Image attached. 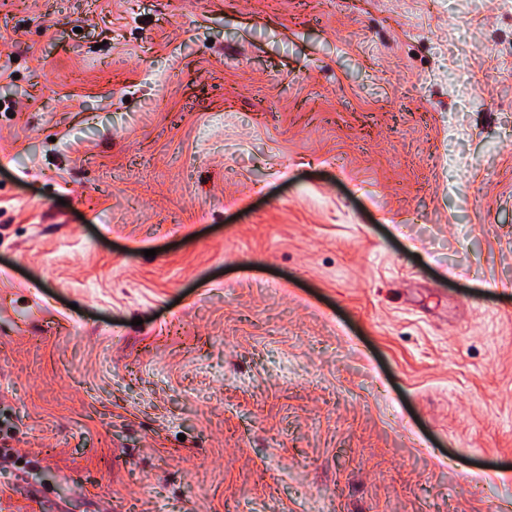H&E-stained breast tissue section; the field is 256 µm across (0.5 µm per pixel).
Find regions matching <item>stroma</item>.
<instances>
[{
	"mask_svg": "<svg viewBox=\"0 0 512 512\" xmlns=\"http://www.w3.org/2000/svg\"><path fill=\"white\" fill-rule=\"evenodd\" d=\"M1 69L0 512H512V0H0Z\"/></svg>",
	"mask_w": 512,
	"mask_h": 512,
	"instance_id": "35a3bbf8",
	"label": "stroma"
}]
</instances>
